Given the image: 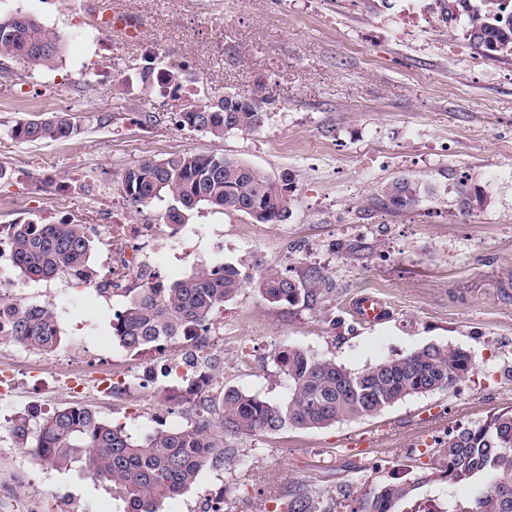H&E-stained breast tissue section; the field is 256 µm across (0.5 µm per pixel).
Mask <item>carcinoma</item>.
Wrapping results in <instances>:
<instances>
[{"mask_svg": "<svg viewBox=\"0 0 512 512\" xmlns=\"http://www.w3.org/2000/svg\"><path fill=\"white\" fill-rule=\"evenodd\" d=\"M448 22L463 18L471 43L495 56L512 55V8L503 0H436ZM61 52L60 36L35 18L17 12L0 17V56L50 66ZM247 96L227 94L201 112L192 105L179 113L181 125L214 138L257 129L263 110ZM79 133L69 114L17 122L13 138L53 142ZM121 190L136 211L173 201L160 214L165 224H182L186 213L206 205L224 214L241 213L261 224H280L290 217L294 182L268 177L246 163L223 154L171 155L144 159L125 170ZM421 185L397 178L378 190L368 204L396 214L414 210ZM460 207L473 211L484 197L462 185ZM12 263L33 281L72 276L94 281L90 256L93 239L82 224H15L11 227ZM258 290L274 304L316 306L332 293L333 282L310 267L295 278L269 266L257 274L234 264L212 272L201 269L170 286L125 288L122 315L113 320V336L128 351L140 352L160 341L189 343L205 333L224 303L243 288ZM0 336L44 354L61 347L59 318L49 306L18 302ZM287 395L268 401L226 388L206 396L187 425L156 428L134 437L125 428L102 420L82 405L55 410L34 427L24 417L12 431L21 447L52 469L81 464L91 477L108 482L122 512H163L166 501L187 492L204 470L223 471L239 462L235 440L286 428L321 429L341 421L376 415L410 396L449 390L471 373V354L459 347L426 345L401 357H388L352 372L331 359L304 349L277 350L272 355ZM437 466L416 465L414 480L388 481L358 496L339 494L353 502L350 512H512V413L458 428L439 442ZM479 484L468 502L450 497L445 508L415 499L420 485ZM284 512H334L333 499L305 488L288 491Z\"/></svg>", "mask_w": 512, "mask_h": 512, "instance_id": "obj_1", "label": "carcinoma"}]
</instances>
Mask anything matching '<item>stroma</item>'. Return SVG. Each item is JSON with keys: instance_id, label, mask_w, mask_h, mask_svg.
<instances>
[{"instance_id": "35a3bbf8", "label": "stroma", "mask_w": 512, "mask_h": 512, "mask_svg": "<svg viewBox=\"0 0 512 512\" xmlns=\"http://www.w3.org/2000/svg\"><path fill=\"white\" fill-rule=\"evenodd\" d=\"M138 15L148 42L184 60V92L160 98L143 83L151 60L141 46L125 51L130 78L88 85L72 60L71 0H21L25 13L62 39L54 64L59 91L35 90L41 67L0 62V139L21 119L71 115L80 134L60 141H12L0 156V224L31 221L15 210L25 185L54 175L70 185L77 213L106 177L122 197L121 178L145 158L217 153L263 174L292 177L291 216L259 224L201 207L186 223L224 232V247L201 243L200 257L165 260L169 282L201 268L231 263L255 273L267 266L296 274L321 269L335 289L308 308L265 301L246 288L224 305L212 332L210 391L226 387L281 399L284 382L271 360L283 347L312 351L358 371L428 345L472 353L473 372L453 389L412 396L380 414L324 429L246 436L242 460L204 472L164 512H203L224 492V512H273L277 498L302 485L334 497L393 477L409 478L413 450L435 448L448 433L512 411V56L488 57L449 27L434 0H112ZM256 97L264 112L254 131L216 139L179 125L187 104L229 94ZM425 187L419 205L395 216L367 200L395 178ZM483 193L482 209L456 203L457 182ZM18 300L63 307V343L53 355L4 341L0 370L16 385L0 404V512L25 499L29 512H119L104 482L79 468L54 470L19 448L10 430L18 417L45 415L76 403L142 436L158 424L182 426L193 403L172 405L163 375L180 358L179 343L129 353L113 337L122 298L105 299L70 276L32 281L0 269V289ZM386 303L377 322H361L354 299ZM108 361L115 377L146 372L144 389L95 387L70 397L68 374L93 373Z\"/></svg>"}]
</instances>
